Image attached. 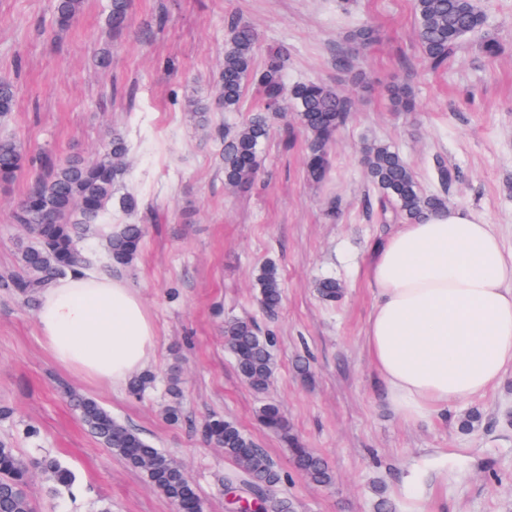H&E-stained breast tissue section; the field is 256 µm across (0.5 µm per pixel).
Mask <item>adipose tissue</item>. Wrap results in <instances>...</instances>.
I'll return each instance as SVG.
<instances>
[{"instance_id":"adipose-tissue-1","label":"adipose tissue","mask_w":512,"mask_h":512,"mask_svg":"<svg viewBox=\"0 0 512 512\" xmlns=\"http://www.w3.org/2000/svg\"><path fill=\"white\" fill-rule=\"evenodd\" d=\"M370 280L364 344L403 416L454 408L512 371V250L496 225L458 207L399 225ZM36 322L59 366L108 385L142 369L157 336L123 278L85 272L43 290Z\"/></svg>"}]
</instances>
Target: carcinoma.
<instances>
[{"instance_id": "cac0c4a2", "label": "carcinoma", "mask_w": 512, "mask_h": 512, "mask_svg": "<svg viewBox=\"0 0 512 512\" xmlns=\"http://www.w3.org/2000/svg\"><path fill=\"white\" fill-rule=\"evenodd\" d=\"M82 0H55V24L64 29L77 16ZM130 0H111L108 24L120 33L129 21ZM415 28L413 36L430 66L438 69L448 63L469 33L483 34L482 47L488 55L498 51V42L483 33L486 18L475 0H413ZM257 32L249 23L233 20L228 24L224 65L215 85L219 102L226 112L240 108L248 84L256 86L260 100L256 110L224 140V184L239 188L251 183L259 167V146L269 138L271 120L292 104L306 136L305 173L313 183L327 180L330 165L328 145L348 120L352 99L342 90L323 83L305 82L286 86L283 69L286 53L271 52L263 67H255ZM393 106L402 111L413 108L410 91L403 85L388 88ZM16 105V88L0 80V116H7ZM127 144L115 130L99 154L86 159L68 156L45 157L28 190L17 206L14 220L36 240L19 248V271L0 275V290L27 303H38L42 291L54 280L83 268L78 243L84 228L100 223L102 214L118 200L119 208L130 211L137 206L132 195L115 198V188L126 174L124 159ZM363 163L381 201L384 222H411L448 207V198L425 191L408 162L392 146L365 142L361 146ZM29 164L23 146L14 138H0V183L8 184ZM144 229L140 224H125L107 243L111 265L117 269L133 266L139 255ZM255 288L262 309L274 314L283 299V284L278 267L267 263L258 271ZM319 296L335 302L343 295L340 283L325 279L317 283ZM224 342L233 353L242 381L254 392L263 393L271 385L275 359L270 340L259 335L249 318L224 321ZM154 376L142 372L129 379V392L139 395L151 387ZM83 425L99 444L113 455L139 470L148 484L181 509L202 512L195 486L183 466L154 448L141 433L112 417L96 399L78 390L67 391ZM171 403L166 419L175 424L183 416L177 383L169 387ZM262 426L287 446L293 467L308 483L328 488L334 476L326 461L304 447L293 433L284 410L266 402L258 410ZM208 440L224 450L234 466L225 485L233 493L240 484L257 492L256 505L263 512H293L288 497L275 493L281 474L257 448L254 441L234 422L221 417L205 421ZM40 470L50 483L48 493L59 497L71 491L76 476L59 459L45 455L27 460L7 440H0V512H36L29 493V473Z\"/></svg>"}]
</instances>
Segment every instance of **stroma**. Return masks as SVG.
Segmentation results:
<instances>
[{"mask_svg":"<svg viewBox=\"0 0 512 512\" xmlns=\"http://www.w3.org/2000/svg\"><path fill=\"white\" fill-rule=\"evenodd\" d=\"M109 0H83L63 31L54 0H0V79L18 87L0 134L31 155H94L113 131L128 145L127 173L117 195L137 209L113 210L108 224H142L146 237L122 276L140 295L156 328L147 364L155 376L143 396L98 385L59 367L44 347L35 308L0 292V439L27 458L57 457L76 476L72 495L50 497L42 474L29 492L40 512H175L143 475L110 455L72 412L65 388L95 398L113 417L136 428L189 473L204 512H229L224 479L232 463L203 433L210 415L234 421L280 471L281 491L296 512H374L379 496L412 512H512V373L498 386L441 417L409 420L392 405L363 347L376 300L369 279L373 248L394 230L378 215L367 181L363 142L392 144L422 187L438 191L436 160L457 169L450 206L497 225L512 248V0H478L500 45L487 56L476 38L464 41L447 67L434 71L413 37L412 0H131L130 24L109 34ZM258 31L256 63L288 50L286 84L321 81L348 93L354 108L330 150L320 185L304 176L305 137L293 116L275 120L260 150L255 181L224 186L220 149L255 108L247 87L238 111L214 95L224 61L229 19ZM371 24L365 46L350 35ZM111 48L108 66L95 63ZM411 88L416 108L395 110L387 88ZM205 100L210 120L195 125L186 104ZM26 178L0 186V274L17 270L25 236L12 213ZM341 210L326 216L329 202ZM275 264L284 301L268 317L256 299L258 270ZM333 278L343 299L330 305L316 281ZM252 317L273 342L277 369L266 393L239 379L224 344V321ZM307 357L308 377L295 371ZM181 378L183 418L169 424L172 375ZM285 410L295 433L329 463L335 482L320 489L295 472L287 448L258 423L263 401ZM478 409L479 427L462 431L464 412ZM39 429L27 437V426Z\"/></svg>","mask_w":512,"mask_h":512,"instance_id":"35a3bbf8","label":"stroma"}]
</instances>
